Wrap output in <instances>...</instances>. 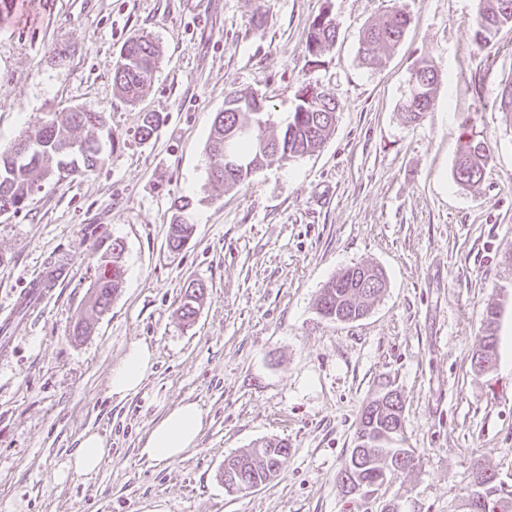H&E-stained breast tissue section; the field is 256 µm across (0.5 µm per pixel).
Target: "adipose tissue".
<instances>
[{
	"mask_svg": "<svg viewBox=\"0 0 512 512\" xmlns=\"http://www.w3.org/2000/svg\"><path fill=\"white\" fill-rule=\"evenodd\" d=\"M153 364L154 353L147 344H131L111 370L109 396L122 399L136 393L151 373ZM204 425L205 414L198 404L182 402L153 426L141 453L154 462L175 459L196 445ZM109 451L106 436L95 431L84 432L77 448L59 470V481H66L72 475L96 474Z\"/></svg>",
	"mask_w": 512,
	"mask_h": 512,
	"instance_id": "1",
	"label": "adipose tissue"
}]
</instances>
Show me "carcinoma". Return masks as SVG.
Here are the masks:
<instances>
[{
  "instance_id": "obj_1",
  "label": "carcinoma",
  "mask_w": 512,
  "mask_h": 512,
  "mask_svg": "<svg viewBox=\"0 0 512 512\" xmlns=\"http://www.w3.org/2000/svg\"><path fill=\"white\" fill-rule=\"evenodd\" d=\"M410 18L404 12L388 13L379 23L363 34L359 53L374 56L379 51L391 50L401 41ZM512 25V0H481L475 18L474 39L481 48H489L500 28ZM336 21L330 14L316 17L306 40V51L316 56L336 42ZM158 46L144 36L126 41L112 72V84L124 98L133 101L150 80L159 62ZM416 93H408L401 106L407 120L415 122L430 109L438 84V75L425 61L413 68ZM492 106L512 120V81L494 94ZM339 105L335 99L316 93L308 86L302 90L291 120L277 137L267 134L269 115L263 98L253 94H236L224 101V109L213 118L208 149L220 163L210 170L212 180L226 187L241 185L271 157L282 159L302 157L319 148L330 135L336 122ZM162 119L154 112L145 113L139 127L141 139L151 138ZM106 136L109 150L115 149L112 131L103 112H90L71 108L54 112L31 133L21 136L7 147L0 146V214L17 212L26 207L29 199L41 189V181L63 180L74 175L94 171L105 161L98 152L99 136ZM489 148L485 141L470 136L458 155L454 166L455 181L463 186L479 183ZM190 202L174 204L175 213L169 224L167 245L178 251L191 240L194 225L189 221ZM98 275L93 284L90 315L101 316L109 311L112 300L121 291L124 282L123 245L113 240L111 248L97 261ZM386 287L383 272L370 266H353L341 272L319 295L318 313L340 322L353 321L367 311L368 304ZM206 287L192 283L186 290L178 308L179 318L186 324L198 314ZM498 310L495 303L487 304L483 311L481 342L474 365L495 360L497 336L494 325ZM404 400L396 405L373 406L367 402L359 416L356 436L369 437L366 446L351 448L344 467L338 474L341 491L352 493L354 482L376 480L384 469L395 471L407 467L401 458L403 433L394 432L404 419ZM290 448L288 443L269 438L252 448L224 459L221 473L224 483L248 488L263 485L272 476L280 474Z\"/></svg>"
}]
</instances>
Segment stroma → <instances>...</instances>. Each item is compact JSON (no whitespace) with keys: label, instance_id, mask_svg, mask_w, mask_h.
<instances>
[{"label":"stroma","instance_id":"obj_1","mask_svg":"<svg viewBox=\"0 0 512 512\" xmlns=\"http://www.w3.org/2000/svg\"><path fill=\"white\" fill-rule=\"evenodd\" d=\"M480 0H0V145L51 112L105 113L115 149L95 171L46 180L18 212L0 215V318L26 282L67 266L0 357V512H458L476 469L512 487V123L490 98L512 80V26L489 49L474 39ZM400 10L410 24L379 60L363 59V30ZM331 14L333 46L305 43ZM144 35L160 59L137 101L112 71L124 43ZM439 75L416 123L400 105L411 72ZM309 84L340 106L330 136L300 158H271L243 185L209 176L215 112L256 93L269 131L286 127ZM164 122L147 141L144 113ZM490 157L479 184L454 164L468 135ZM193 201L191 241L166 242L173 201ZM124 247L125 280L88 336L99 251ZM369 264L386 278L359 320L322 318L316 301L342 270ZM206 285L193 324L177 316L190 282ZM495 302L497 357L483 371L482 312ZM146 343L155 365L117 400L109 375ZM390 380L405 400L414 452L370 496L337 476L363 404ZM185 401L205 426L195 448L151 462L149 430ZM93 429L111 451L95 476L56 475ZM274 437L288 459L271 482L224 489L225 457ZM338 34L336 21L330 14L316 17L310 27L306 40V51L310 56H316L326 47L336 42Z\"/></svg>","mask_w":512,"mask_h":512}]
</instances>
